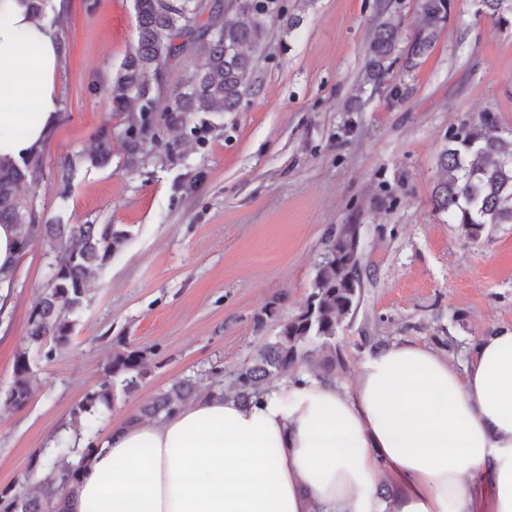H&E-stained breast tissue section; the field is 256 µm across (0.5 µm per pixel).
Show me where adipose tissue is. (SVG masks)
<instances>
[{
  "mask_svg": "<svg viewBox=\"0 0 512 512\" xmlns=\"http://www.w3.org/2000/svg\"><path fill=\"white\" fill-rule=\"evenodd\" d=\"M61 46L25 0H0V159L57 121ZM68 512H512V327L458 370L412 342L375 350L353 388L299 374L256 403L201 393L114 428Z\"/></svg>",
  "mask_w": 512,
  "mask_h": 512,
  "instance_id": "obj_1",
  "label": "adipose tissue"
}]
</instances>
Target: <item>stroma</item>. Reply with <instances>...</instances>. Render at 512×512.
<instances>
[{"instance_id":"stroma-1","label":"stroma","mask_w":512,"mask_h":512,"mask_svg":"<svg viewBox=\"0 0 512 512\" xmlns=\"http://www.w3.org/2000/svg\"><path fill=\"white\" fill-rule=\"evenodd\" d=\"M41 4L62 47L58 118L18 196L35 223L111 224L126 240L88 284L69 345L38 359L21 408L5 392L62 255L34 241L0 284V489L34 491L31 460L123 348L147 352V374L105 410L99 444L176 380L216 385L217 365L232 378L305 305L325 239L342 224L360 227L362 288L336 336L337 389L353 386L374 339L439 352L457 343L463 369L477 337L512 327V224L472 236L432 203L458 127L491 113L512 149V25L481 15L479 0H452L430 52L378 87L363 82L368 43L387 19L409 36L416 0H288L287 14L266 20L240 110L161 126L134 168L108 103L137 37L133 0ZM104 131L110 161L95 166ZM275 299L277 319L261 320Z\"/></svg>"}]
</instances>
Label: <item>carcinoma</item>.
Masks as SVG:
<instances>
[{"label": "carcinoma", "instance_id": "cac0c4a2", "mask_svg": "<svg viewBox=\"0 0 512 512\" xmlns=\"http://www.w3.org/2000/svg\"><path fill=\"white\" fill-rule=\"evenodd\" d=\"M281 0H134L137 41L117 71L112 111L123 116V139L128 165L137 162L141 138L162 122L184 124L200 112H235L255 82L254 60L244 52L265 37L266 18L279 13ZM451 0H417L418 22L407 41L399 26L378 24L367 48L366 81L382 85L397 62L412 69L443 35ZM204 23H199L202 16ZM198 53L195 78L170 102L167 115L155 108L154 92L162 69L187 48ZM451 147L441 158V178L433 191L435 210L448 214L476 234L487 224H512V150L505 149L493 117L482 116L471 128L464 125L451 134ZM36 166L0 159V224L17 229L20 251L35 238L62 252L51 278L30 315L28 347L13 365V379L6 391L9 402L26 404L34 376L29 351L44 352L46 359L68 345L71 317L82 307L87 284L124 242L126 234L110 224H33L31 213L17 196L18 186L34 177ZM359 225L342 224L324 243L305 306L280 325L274 341L266 343L235 376V395L246 403L258 401L269 380L289 368L307 363L319 354L322 378L336 369V335L343 321L354 314L361 291L359 274ZM317 347L309 348L307 344ZM145 351L124 348L112 356L98 387L72 410L69 428L76 435L91 434L118 392L130 393L146 374ZM198 394L197 381L183 378L159 393L132 415L136 425L148 417L160 419L179 410ZM98 445L90 441L82 449L66 438L57 439L54 455L36 461L27 480L37 475L35 494L0 491V512H61L55 503L61 491L76 485L84 462Z\"/></svg>", "mask_w": 512, "mask_h": 512}]
</instances>
